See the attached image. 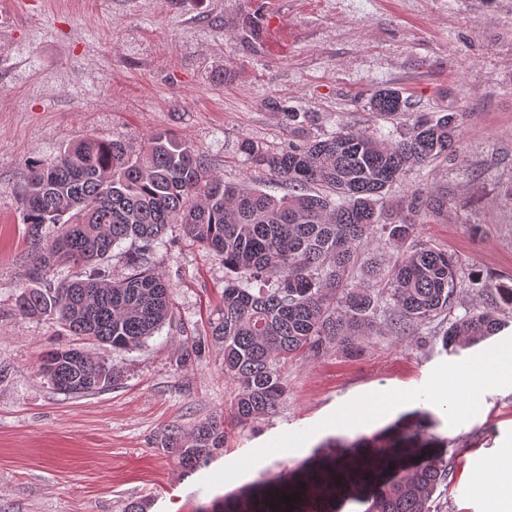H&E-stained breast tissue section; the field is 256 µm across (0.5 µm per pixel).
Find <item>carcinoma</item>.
I'll list each match as a JSON object with an SVG mask.
<instances>
[{"label": "carcinoma", "instance_id": "carcinoma-1", "mask_svg": "<svg viewBox=\"0 0 512 512\" xmlns=\"http://www.w3.org/2000/svg\"><path fill=\"white\" fill-rule=\"evenodd\" d=\"M406 104L391 89L369 101L372 113L387 117L407 115ZM461 120L458 112L436 119L419 113L394 141L352 128L307 136L275 152L243 141L251 164L288 181L292 192L280 198L224 183L199 150L170 132L158 131L137 146L80 140L50 161L31 163L22 215L32 247L30 278L43 287L24 289L17 307L28 315H55L71 335L104 347L140 345L170 318V286L153 269L151 254L166 226L181 224L232 273L211 336L224 344L237 418L273 416L287 392L281 365L288 360L316 356L331 343L350 347L371 335L379 319L395 335L409 336L448 309L460 288L452 256L405 246L420 219L444 201L414 195L392 220L380 204L409 168L462 150ZM310 184L327 193H307ZM49 224L57 226L52 235ZM377 233L397 248L381 274L384 288L351 276L369 264L366 243ZM126 240L138 244L137 251L124 279L114 281L104 262ZM70 265L82 267L84 277L49 278ZM496 293L497 307L451 322L443 346L472 347L496 335L498 307L512 308V285L501 283ZM61 365L81 386V396L114 378L102 356L85 353L82 361ZM163 447L193 474L224 447V423L172 426ZM391 447L367 471L338 461L307 467L294 482L261 477L246 492L199 512H336V495L348 483L381 484L367 512H436L434 495L448 483V460L424 453L409 470L399 469L398 461L404 451L438 448L440 440L425 436L421 425L402 430ZM284 495L295 500L286 502Z\"/></svg>", "mask_w": 512, "mask_h": 512}]
</instances>
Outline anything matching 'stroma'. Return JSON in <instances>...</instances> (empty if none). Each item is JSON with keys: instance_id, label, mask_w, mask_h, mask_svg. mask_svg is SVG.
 I'll list each match as a JSON object with an SVG mask.
<instances>
[{"instance_id": "stroma-1", "label": "stroma", "mask_w": 512, "mask_h": 512, "mask_svg": "<svg viewBox=\"0 0 512 512\" xmlns=\"http://www.w3.org/2000/svg\"><path fill=\"white\" fill-rule=\"evenodd\" d=\"M0 0V512H196L259 473L295 474L315 456H355L341 440L395 422L435 419L451 465L442 512H488V465L512 452V379H481L461 395L457 368L512 340V309L492 342L444 351L440 329L490 305L512 280V0ZM410 109L462 115L463 149L413 168L384 199L412 193L447 204L414 243L453 255L460 280L482 274L413 336L381 327L350 349L326 346L282 365L278 413L239 422L224 348L210 322L222 304L224 263L168 225L152 264L171 288V318L134 349L107 352L116 380L85 396L58 393L40 372L56 348L102 352L51 315H25L31 251L21 196L32 161L88 137L137 145L168 131L195 146L225 182L281 197L284 179L254 167L249 139L279 151L295 141L291 112L399 137L406 119L370 112L379 88ZM200 344L197 355L183 350ZM374 420H347L355 408ZM224 422V448L188 475L161 445L174 425Z\"/></svg>"}]
</instances>
